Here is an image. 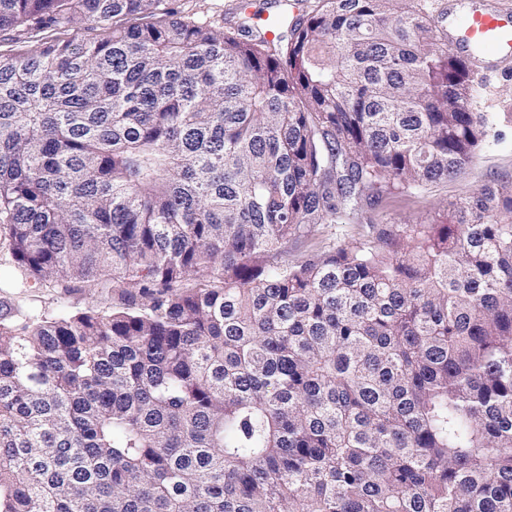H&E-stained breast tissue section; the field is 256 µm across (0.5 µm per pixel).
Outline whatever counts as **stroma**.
<instances>
[{
  "label": "stroma",
  "mask_w": 512,
  "mask_h": 512,
  "mask_svg": "<svg viewBox=\"0 0 512 512\" xmlns=\"http://www.w3.org/2000/svg\"><path fill=\"white\" fill-rule=\"evenodd\" d=\"M180 15L191 17L222 30L247 23L251 30L261 29L265 19L279 16L285 10L284 0H172ZM483 84V96L477 109L481 112L512 113V75L502 76L494 69L477 72ZM498 143L481 150L474 162L456 178L431 185L424 192L383 198L373 211L359 215L344 224H319L308 235L288 240L279 250V259L300 264L320 257L333 248L367 240L376 230L397 229L408 221L429 222L443 216L442 205L456 201L473 189L486 184L512 181V124L497 122ZM33 305L51 313L74 306L92 305L104 310L110 304L107 289L75 285L69 291H38L25 289L10 296L0 293V315H16L19 308Z\"/></svg>",
  "instance_id": "1"
}]
</instances>
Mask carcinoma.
I'll return each instance as SVG.
<instances>
[{
	"label": "carcinoma",
	"instance_id": "1",
	"mask_svg": "<svg viewBox=\"0 0 512 512\" xmlns=\"http://www.w3.org/2000/svg\"><path fill=\"white\" fill-rule=\"evenodd\" d=\"M302 2L0 0V288L117 294L0 318V512H512V182L274 259L496 117L431 0ZM181 16H189L206 22L217 30L236 26L243 21L250 26L253 35L262 29L264 18H274L288 12L286 0H171ZM243 4V6H241ZM301 5L288 12L289 18L301 14Z\"/></svg>",
	"mask_w": 512,
	"mask_h": 512
}]
</instances>
